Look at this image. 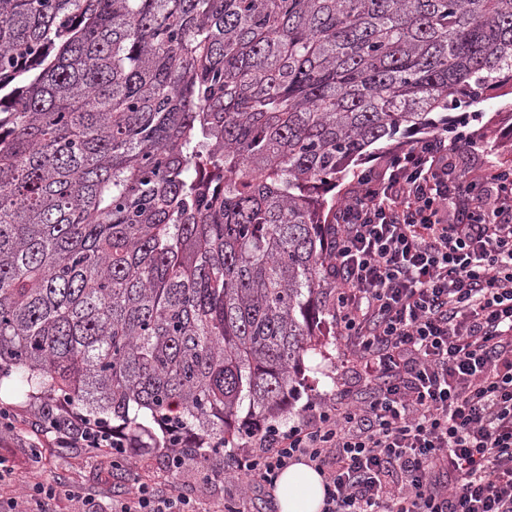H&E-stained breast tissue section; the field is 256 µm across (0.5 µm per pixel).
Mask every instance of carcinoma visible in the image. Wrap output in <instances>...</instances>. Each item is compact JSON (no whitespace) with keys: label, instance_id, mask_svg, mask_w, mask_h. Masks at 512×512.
Listing matches in <instances>:
<instances>
[{"label":"carcinoma","instance_id":"cac0c4a2","mask_svg":"<svg viewBox=\"0 0 512 512\" xmlns=\"http://www.w3.org/2000/svg\"><path fill=\"white\" fill-rule=\"evenodd\" d=\"M512 82V0H0V386L199 463L290 409L372 145Z\"/></svg>","mask_w":512,"mask_h":512}]
</instances>
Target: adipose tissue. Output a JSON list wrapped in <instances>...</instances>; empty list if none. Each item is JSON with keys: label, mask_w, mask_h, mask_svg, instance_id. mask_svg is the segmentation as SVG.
<instances>
[{"label": "adipose tissue", "mask_w": 512, "mask_h": 512, "mask_svg": "<svg viewBox=\"0 0 512 512\" xmlns=\"http://www.w3.org/2000/svg\"><path fill=\"white\" fill-rule=\"evenodd\" d=\"M275 495L279 512H320L323 478L307 464L294 463L279 474Z\"/></svg>", "instance_id": "1"}]
</instances>
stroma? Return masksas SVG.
Listing matches in <instances>:
<instances>
[{
    "mask_svg": "<svg viewBox=\"0 0 512 512\" xmlns=\"http://www.w3.org/2000/svg\"><path fill=\"white\" fill-rule=\"evenodd\" d=\"M478 119L455 123L447 134L449 148L459 150L465 177L477 176L492 161L512 165V86L503 85L492 91L488 99L472 104ZM321 344L304 358V386L293 401L290 412L280 419L281 429L296 425L305 408L314 402L339 400L344 393L365 392V382L355 359L347 350L332 319L320 326ZM10 407L15 416L11 425L0 426V458L13 468L12 475L0 480V512H11L14 504L27 505V512H59L60 501L43 499L28 502V489L35 483H63L89 499V512H111L112 502L126 493L134 477L155 480L158 490H175L222 512L227 501L237 500L246 479L219 488H204L196 463L173 479L162 478L161 461L164 448H142L123 468H115L108 455H89L76 448L57 447L53 438L42 436L33 427L35 403L13 389L0 390V407ZM40 447L45 465L33 468L31 447Z\"/></svg>",
    "mask_w": 512,
    "mask_h": 512,
    "instance_id": "stroma-1",
    "label": "stroma"
}]
</instances>
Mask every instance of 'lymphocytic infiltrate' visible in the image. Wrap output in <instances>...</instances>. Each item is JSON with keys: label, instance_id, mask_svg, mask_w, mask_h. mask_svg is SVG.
Returning a JSON list of instances; mask_svg holds the SVG:
<instances>
[{"label": "lymphocytic infiltrate", "instance_id": "lymphocytic-infiltrate-1", "mask_svg": "<svg viewBox=\"0 0 512 512\" xmlns=\"http://www.w3.org/2000/svg\"><path fill=\"white\" fill-rule=\"evenodd\" d=\"M335 222L336 328L370 393L258 427L226 474L261 490L306 462L322 512H512V168L467 182L442 135L418 138L357 174ZM41 430L90 453L131 445L65 405ZM112 509L201 512L138 478Z\"/></svg>", "mask_w": 512, "mask_h": 512}]
</instances>
